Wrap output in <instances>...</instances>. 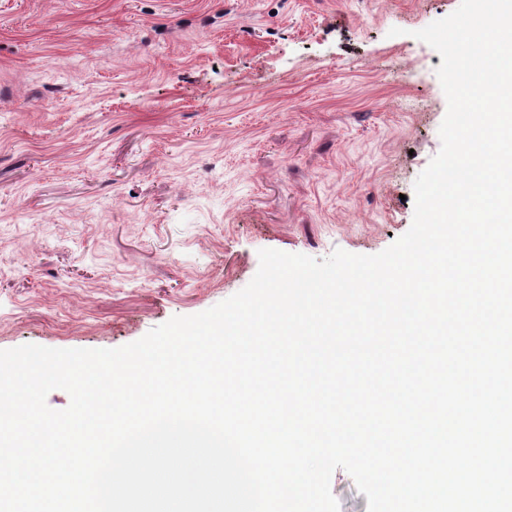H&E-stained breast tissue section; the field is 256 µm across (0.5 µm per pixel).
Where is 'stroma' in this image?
Here are the masks:
<instances>
[{"instance_id": "1", "label": "stroma", "mask_w": 512, "mask_h": 512, "mask_svg": "<svg viewBox=\"0 0 512 512\" xmlns=\"http://www.w3.org/2000/svg\"><path fill=\"white\" fill-rule=\"evenodd\" d=\"M461 0H0V349L117 348L275 249L380 253ZM400 35H392V28Z\"/></svg>"}]
</instances>
